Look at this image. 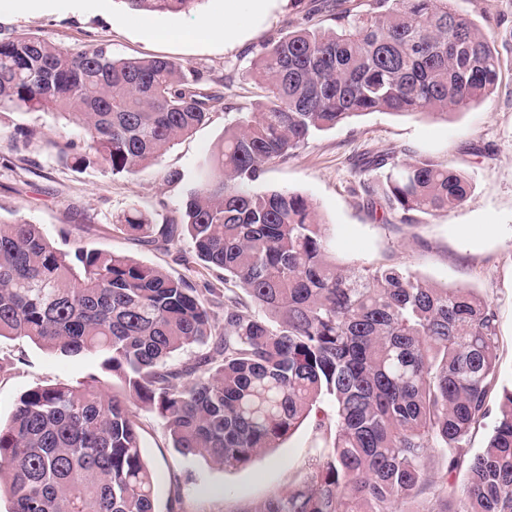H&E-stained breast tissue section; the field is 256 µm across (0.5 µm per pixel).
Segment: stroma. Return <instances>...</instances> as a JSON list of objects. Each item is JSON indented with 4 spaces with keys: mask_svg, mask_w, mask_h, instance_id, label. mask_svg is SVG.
I'll return each mask as SVG.
<instances>
[{
    "mask_svg": "<svg viewBox=\"0 0 512 512\" xmlns=\"http://www.w3.org/2000/svg\"><path fill=\"white\" fill-rule=\"evenodd\" d=\"M497 52L501 70L494 95L448 118L393 116L375 112L319 133L288 159L266 166L265 188L310 199L323 221L337 262L397 264L439 286H465L498 316L500 379L512 383V0H455ZM224 0H203L188 15L154 13L150 23L179 30V38H148L140 16L124 0H44L42 6L0 15V29L32 32L77 52L106 43L114 57L179 59L187 75L203 74L224 94L225 108L180 138L154 165L137 175H115L102 165L78 168L63 153L79 140L78 126L52 112H0V216L13 215L41 226L58 240L69 228L67 250L79 247L134 257L181 278L205 293L223 287L221 272L208 269L189 237L164 250L139 245L117 224L130 207L154 224L182 221L184 201L200 167L224 129L254 111L257 96L247 74L256 54L280 33L309 26L328 29L335 21L313 9V0H268L260 16L242 21L235 43L223 36H187L204 20L223 21ZM39 128L30 144L12 137L16 126ZM393 148L402 158L427 156L465 173L471 195L462 206L420 223L405 224L379 206L384 171H363L364 153ZM183 173L177 183L170 171ZM91 223H81L80 214ZM97 376L104 390L113 380L91 355L65 356L23 339L0 338V420L8 421L21 394L40 384H74ZM142 454L155 475V509L166 512L173 491H181L183 512H239L245 504L287 495L305 476L316 447L324 443L314 419H306L278 448L240 469H218L171 448L162 420L139 416Z\"/></svg>",
    "mask_w": 512,
    "mask_h": 512,
    "instance_id": "35a3bbf8",
    "label": "stroma"
}]
</instances>
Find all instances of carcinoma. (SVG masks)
Instances as JSON below:
<instances>
[{"label": "carcinoma", "mask_w": 512, "mask_h": 512, "mask_svg": "<svg viewBox=\"0 0 512 512\" xmlns=\"http://www.w3.org/2000/svg\"><path fill=\"white\" fill-rule=\"evenodd\" d=\"M202 0H124L134 13H190ZM499 57L454 0H371L336 29L271 41L249 77L258 111L224 129L181 224L137 208L118 217L147 247L187 234L224 271V325L186 281L124 255L55 247L39 225L0 216V337L88 354L120 382L27 390L0 425V488L11 512H155V477L135 409L157 414L180 455L242 468L276 448L318 404L303 480L243 512H512V387H499L497 314L472 289L398 265L342 266L313 204L262 190L264 167L320 131L372 112L448 116L497 89ZM224 96L169 58L118 59L31 34L0 36V110L57 112L80 127V168L136 175L206 123ZM387 169L382 208L438 215L471 184L432 159L368 158ZM488 445L466 448L489 416ZM462 492L432 493V453Z\"/></svg>", "instance_id": "obj_1"}]
</instances>
